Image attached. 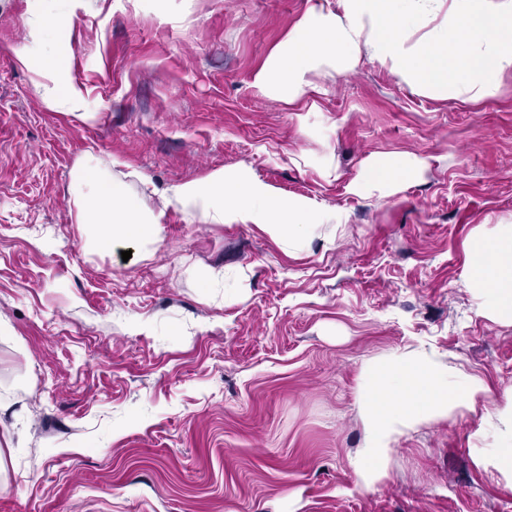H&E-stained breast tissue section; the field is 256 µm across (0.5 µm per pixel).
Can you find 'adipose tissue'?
<instances>
[{"mask_svg": "<svg viewBox=\"0 0 512 512\" xmlns=\"http://www.w3.org/2000/svg\"><path fill=\"white\" fill-rule=\"evenodd\" d=\"M380 66L413 91L439 100L477 102L494 95L512 73V0H309L287 41L255 73L263 95L318 110L324 88L318 74L344 75L362 61ZM36 74L34 93L50 109L87 117L82 86L68 74L57 49L18 54ZM119 158L79 164L73 173L74 221L95 227L99 246L118 250L160 242L169 211L205 224H255L289 252L331 238L344 224L342 211L300 195H283L239 170H216L203 179L175 184L157 209L143 211L130 186L113 174ZM425 162L409 152L371 154L348 189L378 201L416 181ZM466 286L488 318L512 324V217L476 230L468 243ZM482 386L474 377L416 347L382 357L363 371L358 406L365 437L357 469L372 487L387 474L397 440L409 431L469 407ZM500 446L481 465L512 475V391L492 414Z\"/></svg>", "mask_w": 512, "mask_h": 512, "instance_id": "adipose-tissue-1", "label": "adipose tissue"}]
</instances>
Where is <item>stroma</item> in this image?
I'll use <instances>...</instances> for the list:
<instances>
[{
    "mask_svg": "<svg viewBox=\"0 0 512 512\" xmlns=\"http://www.w3.org/2000/svg\"><path fill=\"white\" fill-rule=\"evenodd\" d=\"M307 4L83 0L42 39L63 45L85 120L47 108L15 58L31 12L65 0H0V512H512V478L477 463L498 446L512 325L465 286L469 237L512 214V75L457 103L367 61L299 111L253 77ZM389 151L423 158L420 180L380 202L348 193ZM89 154L136 172L144 210L227 168L346 222L291 254L257 225L173 211L152 255L125 260L73 221ZM410 346L483 390L402 436L366 488L360 375Z\"/></svg>",
    "mask_w": 512,
    "mask_h": 512,
    "instance_id": "1",
    "label": "stroma"
}]
</instances>
